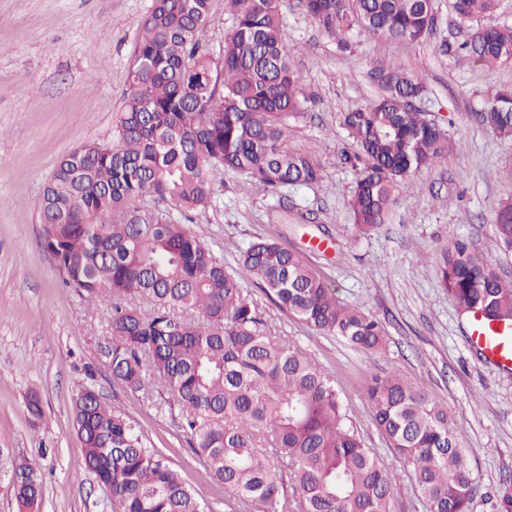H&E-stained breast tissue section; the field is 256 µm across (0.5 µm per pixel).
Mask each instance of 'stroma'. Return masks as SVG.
Returning a JSON list of instances; mask_svg holds the SVG:
<instances>
[{"instance_id":"stroma-1","label":"stroma","mask_w":512,"mask_h":512,"mask_svg":"<svg viewBox=\"0 0 512 512\" xmlns=\"http://www.w3.org/2000/svg\"><path fill=\"white\" fill-rule=\"evenodd\" d=\"M153 0H0V512H20L13 464L25 459L42 478L39 512H113L110 492L85 467L72 422L84 386L123 412L159 449L210 512H224V487L206 474L178 425L180 409L161 388L127 389L112 375L111 303L89 304L65 285L42 246L39 200L60 158L86 143L113 145L143 19ZM436 25L418 44L358 30L337 40L296 4L283 9V42L303 77L307 111L289 123L294 145L323 172L317 183L275 197L248 177L215 176L211 204L188 227L219 257L258 305L272 331L287 336L335 375L355 431L391 475L393 512H425L388 450L364 400L367 381L398 372L424 385L463 431L477 474L474 512H494L512 484V372L486 361L468 341L440 283L438 263L463 239L512 281V251L494 226L512 197V142L479 125L475 112L512 85V61L487 69L464 56L472 25L450 0H434ZM394 62L412 65L427 88L419 106L455 143L447 161L422 170L391 223L359 234L348 201L356 172L343 163L352 141L341 113L370 106V74ZM271 239L298 254L340 301L380 319L387 348L374 354L306 328L280 309L239 263L253 240ZM37 392L43 415L29 417Z\"/></svg>"}]
</instances>
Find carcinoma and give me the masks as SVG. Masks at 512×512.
<instances>
[{
  "label": "carcinoma",
  "instance_id": "1",
  "mask_svg": "<svg viewBox=\"0 0 512 512\" xmlns=\"http://www.w3.org/2000/svg\"><path fill=\"white\" fill-rule=\"evenodd\" d=\"M284 0H224L234 27L222 65L203 43L212 0H153L141 26L117 146L90 143L65 155L40 198L44 247L65 283L92 303H112V375L127 388L157 383L177 401L181 425L210 478L224 485L228 512H393L391 476L349 425L335 377L290 339L265 327L257 304L224 259L184 224L214 194V173L231 170L277 195L321 178L312 154L289 143L288 121L306 109L302 76L282 39ZM306 14L341 37L353 28L419 42L435 26L433 0H300ZM462 21L492 14L497 0H451ZM472 60L512 59V27H475ZM370 108L341 114L355 151L350 198L362 234L389 221L419 171L448 159V134L410 101L423 84L403 65L374 74ZM476 120L512 141V88ZM149 196L154 205L133 202ZM512 250V202L495 216ZM280 308L309 328L371 352L386 347L374 316L341 303L300 257L271 240L240 252ZM440 280L471 317L512 323V282L463 241L440 258ZM388 449L409 467L426 512H474L477 477L448 409L397 374L365 392ZM73 419L87 469L110 486L114 512H206L136 424L83 387ZM12 489L32 512L42 485L27 462Z\"/></svg>",
  "mask_w": 512,
  "mask_h": 512
}]
</instances>
